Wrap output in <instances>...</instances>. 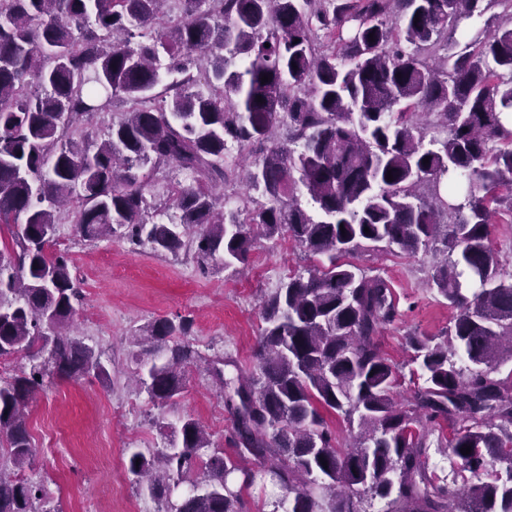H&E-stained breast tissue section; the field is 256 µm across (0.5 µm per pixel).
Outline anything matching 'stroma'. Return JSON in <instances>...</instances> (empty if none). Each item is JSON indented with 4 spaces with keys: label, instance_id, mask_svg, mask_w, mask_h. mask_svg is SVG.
<instances>
[{
    "label": "stroma",
    "instance_id": "obj_1",
    "mask_svg": "<svg viewBox=\"0 0 512 512\" xmlns=\"http://www.w3.org/2000/svg\"><path fill=\"white\" fill-rule=\"evenodd\" d=\"M55 247L67 252L79 279L83 303L63 332L93 346L109 370L105 380L46 382L27 405L35 456L25 473L42 482L60 512H160L142 495L125 468L130 451L149 454L165 439L159 423L191 415L225 446L232 420L224 395L205 366L190 368L181 395L154 406L138 389L132 342L137 329L159 318L191 315L190 340L202 356L227 353L238 361L226 377L251 371L264 325L261 302L288 275L310 264L306 250L286 238L258 237L238 271L214 264L200 269L192 256L132 250L114 235L83 240L73 216L58 224ZM356 264L389 279L400 298V317L379 336L386 356L398 365V398L409 395L408 335L433 336L445 330L453 311L429 285L430 259L396 250L365 251Z\"/></svg>",
    "mask_w": 512,
    "mask_h": 512
}]
</instances>
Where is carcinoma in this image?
Returning a JSON list of instances; mask_svg holds the SVG:
<instances>
[{
    "mask_svg": "<svg viewBox=\"0 0 512 512\" xmlns=\"http://www.w3.org/2000/svg\"><path fill=\"white\" fill-rule=\"evenodd\" d=\"M163 2L0 0V360H29L0 378V455L16 469L0 471V512H59L25 476L28 400L54 377H108L94 348L60 331L83 302L53 250L70 202L86 241L119 232L231 268L257 228L327 258L263 301L254 373L232 383L235 360H209L230 450L187 415L163 432L166 447L129 454L163 512H251L244 489L258 481L281 492L273 512H366L369 499L383 512H512V373L497 376L512 360V275L491 239L501 206L512 214V26L427 61L448 22L512 17V0H183L170 27ZM197 72L207 96L192 91ZM116 100L129 112L95 149L69 137ZM433 113L445 136L428 139L418 116ZM230 143L255 153L245 181L265 198L258 208L248 194L243 210L216 211L214 191L236 178ZM163 166L190 179L167 207L147 200L141 173ZM450 174L460 182L443 192ZM169 207L177 218L144 219ZM381 244L431 252L430 288L455 310L441 335L408 338L423 384L405 403L378 342L400 316L395 290L349 260ZM193 326L185 314L142 329L141 353L158 361L136 378L152 403L181 394L199 358ZM327 413L353 443L340 444ZM435 431L469 473L461 488L428 468Z\"/></svg>",
    "mask_w": 512,
    "mask_h": 512,
    "instance_id": "obj_1",
    "label": "carcinoma"
}]
</instances>
